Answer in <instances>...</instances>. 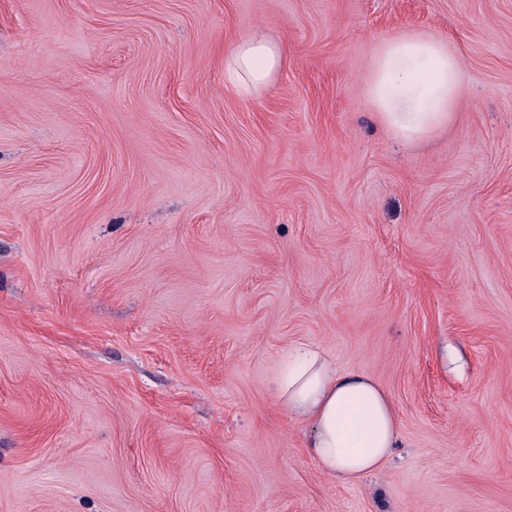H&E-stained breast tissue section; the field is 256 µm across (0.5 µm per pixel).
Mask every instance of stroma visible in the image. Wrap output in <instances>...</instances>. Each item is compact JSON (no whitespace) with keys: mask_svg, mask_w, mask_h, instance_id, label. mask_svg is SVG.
<instances>
[{"mask_svg":"<svg viewBox=\"0 0 512 512\" xmlns=\"http://www.w3.org/2000/svg\"><path fill=\"white\" fill-rule=\"evenodd\" d=\"M399 33L464 70L415 141ZM299 345L390 395L380 471L309 455ZM0 512H512V0H0ZM280 41L256 30L232 44L224 55V85L249 98L271 84L284 65ZM462 66L448 42L428 34H400L373 53L368 96L399 139H420L448 124Z\"/></svg>","mask_w":512,"mask_h":512,"instance_id":"35a3bbf8","label":"stroma"}]
</instances>
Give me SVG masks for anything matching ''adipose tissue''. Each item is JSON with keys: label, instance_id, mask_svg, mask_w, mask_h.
I'll use <instances>...</instances> for the list:
<instances>
[{"label": "adipose tissue", "instance_id": "ef3b65f1", "mask_svg": "<svg viewBox=\"0 0 512 512\" xmlns=\"http://www.w3.org/2000/svg\"><path fill=\"white\" fill-rule=\"evenodd\" d=\"M280 41L257 30L224 55V84L248 98L271 84L284 65ZM462 80V66L447 41L400 34L373 53L368 96L388 129L415 140L447 125ZM289 412L313 427L307 448L330 477L353 484L388 461L400 425L388 394L370 377L342 374L320 349L291 353L276 382Z\"/></svg>", "mask_w": 512, "mask_h": 512}]
</instances>
